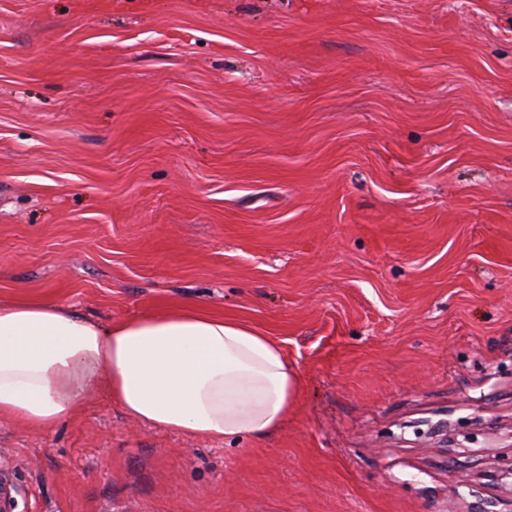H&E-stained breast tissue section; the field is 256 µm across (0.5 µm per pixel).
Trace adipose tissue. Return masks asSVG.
<instances>
[{
    "mask_svg": "<svg viewBox=\"0 0 512 512\" xmlns=\"http://www.w3.org/2000/svg\"><path fill=\"white\" fill-rule=\"evenodd\" d=\"M300 389L275 339L196 306L103 325L51 300L0 302V418L35 431L101 391L130 419L172 432L265 437Z\"/></svg>",
    "mask_w": 512,
    "mask_h": 512,
    "instance_id": "obj_1",
    "label": "adipose tissue"
}]
</instances>
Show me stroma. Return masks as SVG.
Wrapping results in <instances>:
<instances>
[{"mask_svg": "<svg viewBox=\"0 0 512 512\" xmlns=\"http://www.w3.org/2000/svg\"><path fill=\"white\" fill-rule=\"evenodd\" d=\"M191 304L268 437L0 419L15 512H512V0H0V301Z\"/></svg>", "mask_w": 512, "mask_h": 512, "instance_id": "35a3bbf8", "label": "stroma"}]
</instances>
